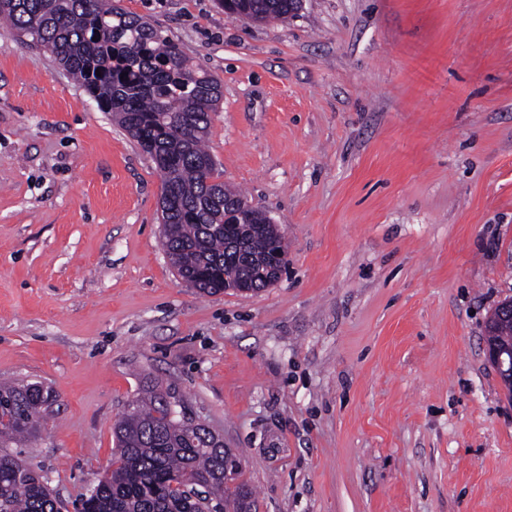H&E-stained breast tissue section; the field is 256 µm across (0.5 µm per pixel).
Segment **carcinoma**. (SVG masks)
Listing matches in <instances>:
<instances>
[{"instance_id":"cac0c4a2","label":"carcinoma","mask_w":512,"mask_h":512,"mask_svg":"<svg viewBox=\"0 0 512 512\" xmlns=\"http://www.w3.org/2000/svg\"><path fill=\"white\" fill-rule=\"evenodd\" d=\"M229 7L257 22H286L296 0H232ZM0 18L43 47L98 105L157 160L163 187L175 202L163 212L165 252L186 283L207 294L236 285L261 290L255 280L264 253L255 238L284 237L264 212L224 230V206L247 202L217 180L203 142L223 91L182 46L112 0H0ZM101 75H96V72ZM53 402L40 382L0 383V443L34 435ZM170 394L152 389L128 404L114 425L117 454L111 473L97 481L84 512H256L250 484L224 482L228 461L222 438L176 415ZM0 512H58L45 477L18 456L0 454Z\"/></svg>"}]
</instances>
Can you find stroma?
I'll use <instances>...</instances> for the list:
<instances>
[{
	"mask_svg": "<svg viewBox=\"0 0 512 512\" xmlns=\"http://www.w3.org/2000/svg\"><path fill=\"white\" fill-rule=\"evenodd\" d=\"M119 5L220 79L207 148L288 268L184 283L152 160L0 23V379L57 396L8 453L73 512L157 386L239 453L257 512H512L483 342L512 297V0H302L285 24Z\"/></svg>",
	"mask_w": 512,
	"mask_h": 512,
	"instance_id": "1",
	"label": "stroma"
}]
</instances>
